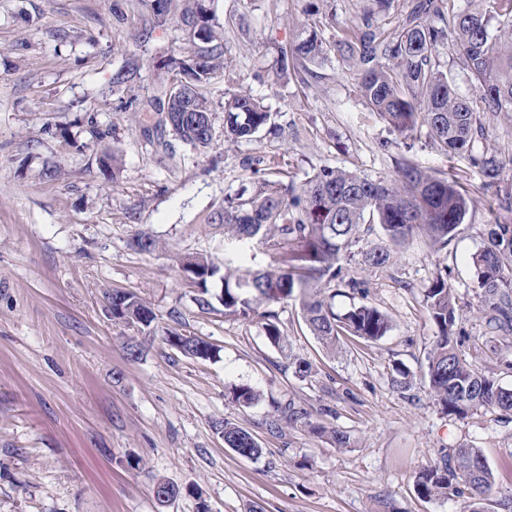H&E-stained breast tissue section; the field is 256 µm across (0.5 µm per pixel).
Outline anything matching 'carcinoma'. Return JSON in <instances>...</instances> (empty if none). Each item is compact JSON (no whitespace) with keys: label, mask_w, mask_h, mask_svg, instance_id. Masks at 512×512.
Instances as JSON below:
<instances>
[{"label":"carcinoma","mask_w":512,"mask_h":512,"mask_svg":"<svg viewBox=\"0 0 512 512\" xmlns=\"http://www.w3.org/2000/svg\"><path fill=\"white\" fill-rule=\"evenodd\" d=\"M181 18L193 37L206 43L194 55L178 62L184 79L173 84L159 111L172 112L174 103L190 109L184 122L172 127L183 143L205 150L212 144L213 121L210 105L199 88L210 82L219 69L205 0H180ZM152 24H163L175 0L161 7L146 0ZM445 39L456 43L464 64L479 92V105L459 97L448 77L432 62L437 45ZM336 52L355 62L359 88L367 104L396 131L411 135L425 125L431 139L453 155L470 153L476 136L483 133L480 113L512 112V0H466L457 9L454 0H418L397 27L387 30L374 24V14L363 13L350 38L328 43L317 30L292 49L281 51L277 75H285L296 63H316ZM270 113L249 95H234L224 103V136L231 140L253 137L269 122ZM484 175L495 181L512 170V157L484 156L473 159ZM469 197L453 176L429 174L404 162L390 181L362 178L339 168L323 167L310 176L301 189L290 184L264 182L246 189L224 205L219 223L224 237L236 242L258 240L270 243L272 264L238 274L215 265L203 256L180 259L187 278L198 287L197 304L212 307L208 282L220 277L224 291L218 301L224 316L247 319L261 304L297 299L310 332L329 349L350 335L378 341L390 330V321L378 308L358 303L343 313L334 311L326 290L336 283L341 260L353 258L352 247L361 229L377 224L381 242L358 252V264L366 268L387 265L393 251L414 234L422 233L432 246L448 243L464 222ZM474 287L482 304L492 313L495 328L512 332V224H495L488 244L471 256ZM112 317L127 324L149 326L153 313L134 295L114 291ZM425 305L438 327L427 356L430 394L443 413L463 417L482 407L512 412V388L474 370L458 349L452 328L459 311L454 288L443 276L436 277L425 291ZM166 342L183 354L199 359L213 355L212 346L195 337L171 333ZM233 399L250 406L258 392L241 385ZM224 443L238 455L255 458L261 448L252 435L228 423L220 426ZM464 482L478 500L494 482V475L477 448H458L422 469L417 489L424 496L448 495V489Z\"/></svg>","instance_id":"carcinoma-1"}]
</instances>
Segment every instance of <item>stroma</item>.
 <instances>
[{
	"label": "stroma",
	"instance_id": "1",
	"mask_svg": "<svg viewBox=\"0 0 512 512\" xmlns=\"http://www.w3.org/2000/svg\"><path fill=\"white\" fill-rule=\"evenodd\" d=\"M205 5L224 68L201 89L214 140L200 152L138 109L172 84L163 61L200 45L180 19L146 28L142 0H0V512H469L468 494L429 498L416 488L419 471L455 448L479 449L494 473L484 512H512V413L441 412L426 376L438 329L424 303L425 288L447 277L461 352L512 388V335L481 310L470 265L491 225L512 224V172L488 184L468 155L445 154L426 129L394 131L339 55L276 76L279 49L293 47L304 24L340 37L372 0ZM435 61L459 96L476 99L453 42ZM130 62L136 76L113 90ZM238 93L262 100L271 117L252 139L228 142L224 102ZM484 124L473 152L512 154V112ZM109 151L119 163L106 176L98 159ZM405 159L453 174L474 206L442 250L417 234L386 267L343 261L344 279L358 286L337 290L335 310L371 304L388 317L387 336H343L327 350L292 300L271 307L288 338L282 350L264 317L198 306L175 258L228 259L214 218L241 186L283 175L299 187L323 166L389 180ZM142 232L160 250L133 248ZM115 290L143 300L150 327L113 319L106 296ZM172 332L212 344L213 357L172 348ZM300 361L310 365L303 377ZM239 385L259 400L237 403ZM289 404L310 424L288 422ZM224 421L250 432L261 456L228 448ZM160 481L177 490L163 505Z\"/></svg>",
	"mask_w": 512,
	"mask_h": 512
}]
</instances>
